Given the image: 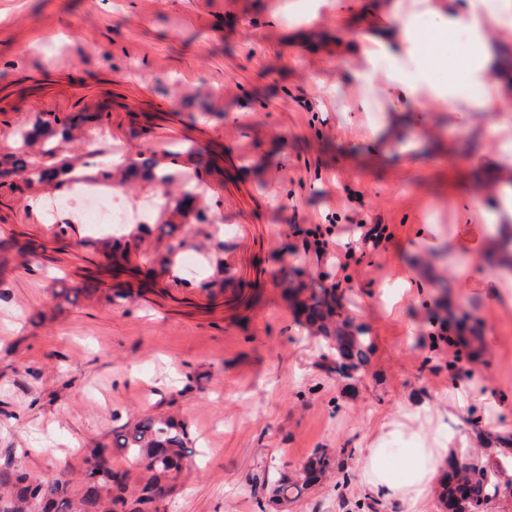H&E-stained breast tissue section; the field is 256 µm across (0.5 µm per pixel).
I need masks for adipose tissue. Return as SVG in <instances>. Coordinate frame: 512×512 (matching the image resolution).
I'll return each mask as SVG.
<instances>
[{
    "mask_svg": "<svg viewBox=\"0 0 512 512\" xmlns=\"http://www.w3.org/2000/svg\"><path fill=\"white\" fill-rule=\"evenodd\" d=\"M429 16L435 29L419 32L417 19ZM356 38L330 41L336 61L351 66L358 97L366 111L381 113L378 135L394 138L407 122V102L427 101L441 112H497L512 102V0H373L361 20ZM465 27L473 48L457 64L472 80L486 87L478 100L462 97L449 84L433 81L431 72L444 65L442 42L449 29ZM448 455L446 442L429 447L370 446L362 455L369 491L417 505L440 480V466Z\"/></svg>",
    "mask_w": 512,
    "mask_h": 512,
    "instance_id": "1",
    "label": "adipose tissue"
}]
</instances>
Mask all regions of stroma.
<instances>
[{"mask_svg": "<svg viewBox=\"0 0 512 512\" xmlns=\"http://www.w3.org/2000/svg\"><path fill=\"white\" fill-rule=\"evenodd\" d=\"M367 0H0V146L36 114L102 112L124 150L195 145L211 186L223 267L146 278L93 249L104 225L56 235L50 191L0 186V463L83 471L84 451L143 413H175L194 455L166 512L260 509L254 476L292 473L320 448L335 468L288 512H409L366 487L362 453L406 414L426 441L484 447L471 427L512 433V286L483 252L498 196L475 183L512 138V103L493 115L420 111L396 139L368 135L346 65L317 34L355 36ZM441 126L446 151L419 135ZM363 224L388 236L360 264L336 255ZM332 228L327 251L309 248ZM223 275V287L201 278ZM338 284L372 341L360 377L323 365L328 347L279 288ZM111 289L128 300L107 304ZM470 317L477 348L436 340ZM465 406H457V395ZM480 429V430H481Z\"/></svg>", "mask_w": 512, "mask_h": 512, "instance_id": "35a3bbf8", "label": "stroma"}]
</instances>
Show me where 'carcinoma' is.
I'll return each instance as SVG.
<instances>
[{
	"instance_id": "cac0c4a2",
	"label": "carcinoma",
	"mask_w": 512,
	"mask_h": 512,
	"mask_svg": "<svg viewBox=\"0 0 512 512\" xmlns=\"http://www.w3.org/2000/svg\"><path fill=\"white\" fill-rule=\"evenodd\" d=\"M82 123L67 117L38 114L31 124L14 133L11 151L0 155V178L14 174L24 176L29 189L50 185L55 189L71 188L83 178L72 175L75 164L63 153L80 149L86 153L106 155L96 150L95 142L77 133ZM197 150L170 147L161 152L146 148L124 157V167L135 176H142L163 202L158 206L160 224L157 241L169 243L156 252L150 262L166 269L176 264L177 251L188 245V235L210 236L204 229L209 220L202 204L205 200L199 187H207L198 167L178 166L182 156L191 160ZM171 158L164 163L162 159ZM91 178L114 188L133 184L132 178H117L114 168L101 165ZM150 225H137V234L123 238L107 236L92 243L115 260H128L140 251L142 234ZM285 295L293 307L330 342L344 338L350 323L349 315L336 298V289L317 288L303 280H289ZM372 350L366 332L352 340L349 358L365 366ZM496 448L488 454L465 458L460 479L473 485L486 500L498 498V489L505 467L512 468V435L493 437ZM184 424L172 416L143 415L124 424L116 434V447L85 449V470L79 481L68 471L59 475L33 472L20 462L0 465V512H160L163 503L173 494L175 479L187 466L193 449ZM120 455L125 467L113 465ZM331 456L317 452L293 476L282 474L271 480L269 502L279 506L302 497L309 487L331 469Z\"/></svg>"
}]
</instances>
